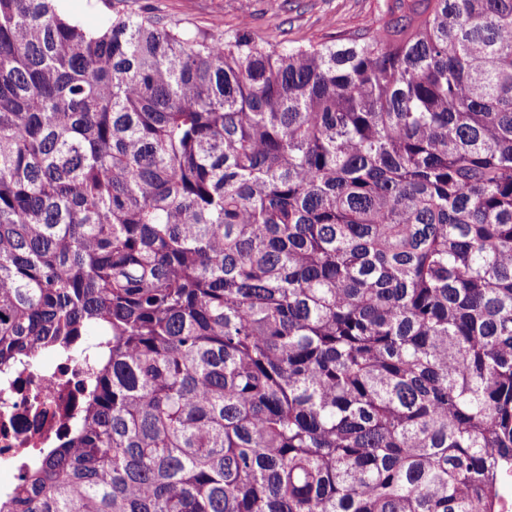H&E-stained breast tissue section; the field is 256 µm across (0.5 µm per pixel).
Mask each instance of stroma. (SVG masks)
Wrapping results in <instances>:
<instances>
[{"label":"stroma","instance_id":"35a3bbf8","mask_svg":"<svg viewBox=\"0 0 512 512\" xmlns=\"http://www.w3.org/2000/svg\"><path fill=\"white\" fill-rule=\"evenodd\" d=\"M374 0H121L129 12L152 11L192 29L220 22L248 24L255 36L278 40H320L364 22Z\"/></svg>","mask_w":512,"mask_h":512}]
</instances>
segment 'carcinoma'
<instances>
[{
    "label": "carcinoma",
    "instance_id": "obj_1",
    "mask_svg": "<svg viewBox=\"0 0 512 512\" xmlns=\"http://www.w3.org/2000/svg\"><path fill=\"white\" fill-rule=\"evenodd\" d=\"M91 332L0 512H495L512 0L296 44L0 0V370Z\"/></svg>",
    "mask_w": 512,
    "mask_h": 512
}]
</instances>
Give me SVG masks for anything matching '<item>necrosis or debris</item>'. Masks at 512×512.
<instances>
[{"instance_id": "4bbe7bcc", "label": "necrosis or debris", "mask_w": 512, "mask_h": 512, "mask_svg": "<svg viewBox=\"0 0 512 512\" xmlns=\"http://www.w3.org/2000/svg\"><path fill=\"white\" fill-rule=\"evenodd\" d=\"M94 357L26 359L0 373V470L20 478L24 465L55 447L78 417Z\"/></svg>"}]
</instances>
